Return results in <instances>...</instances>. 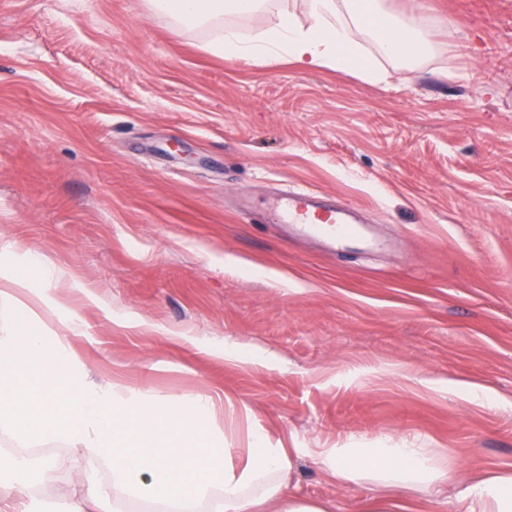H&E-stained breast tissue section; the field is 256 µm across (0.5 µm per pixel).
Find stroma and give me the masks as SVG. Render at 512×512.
<instances>
[{
  "label": "stroma",
  "instance_id": "1",
  "mask_svg": "<svg viewBox=\"0 0 512 512\" xmlns=\"http://www.w3.org/2000/svg\"><path fill=\"white\" fill-rule=\"evenodd\" d=\"M388 8L422 15L428 50L416 72L380 59L371 84L224 59L148 0H0V289L33 254L50 274L0 326L26 310L94 387L211 398L216 456L290 449V491L327 512L388 492L326 479L323 448L390 439L512 470V0ZM306 10L224 23L250 38ZM302 188L358 207L377 248L255 221ZM42 446L36 499L132 508L111 453Z\"/></svg>",
  "mask_w": 512,
  "mask_h": 512
}]
</instances>
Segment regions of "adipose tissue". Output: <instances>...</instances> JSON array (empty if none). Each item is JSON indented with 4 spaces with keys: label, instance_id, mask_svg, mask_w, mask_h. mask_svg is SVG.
<instances>
[{
    "label": "adipose tissue",
    "instance_id": "adipose-tissue-1",
    "mask_svg": "<svg viewBox=\"0 0 512 512\" xmlns=\"http://www.w3.org/2000/svg\"><path fill=\"white\" fill-rule=\"evenodd\" d=\"M152 2L185 34L206 30L210 49L227 59L250 56L268 66L288 60L376 84L385 74L361 54L362 40L371 39L383 58L413 68L425 51L414 21L391 22L380 0H307L306 23L281 13L248 40L225 26L224 14L255 12L265 0ZM209 413L204 396L173 405L88 386L72 370L66 347L49 346L26 314L0 327V429L18 445L48 437L89 440L111 453L113 488L157 505L158 512H325L320 502L287 494L285 449H250L241 467L230 457L215 458L225 439L208 426ZM318 462L336 480L369 478L416 489L433 512H512V471L472 479L441 464L428 448L388 443L328 449ZM445 487L453 496L438 498Z\"/></svg>",
    "mask_w": 512,
    "mask_h": 512
}]
</instances>
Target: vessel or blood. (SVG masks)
Wrapping results in <instances>:
<instances>
[{
	"label": "vessel or blood",
	"instance_id": "obj_1",
	"mask_svg": "<svg viewBox=\"0 0 512 512\" xmlns=\"http://www.w3.org/2000/svg\"><path fill=\"white\" fill-rule=\"evenodd\" d=\"M354 213V206H338L330 197L298 191L279 203L270 221L292 226L302 237L324 240L335 251L362 243Z\"/></svg>",
	"mask_w": 512,
	"mask_h": 512
}]
</instances>
